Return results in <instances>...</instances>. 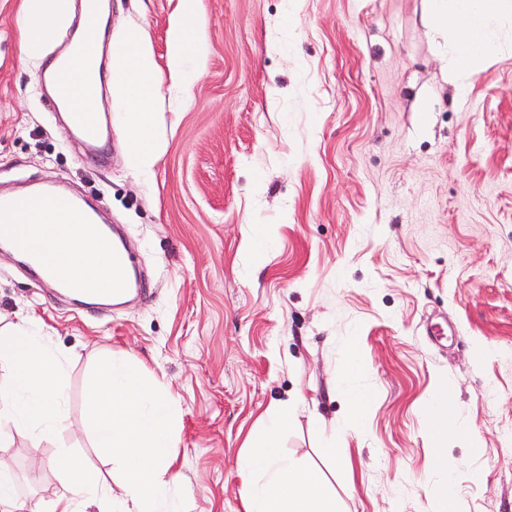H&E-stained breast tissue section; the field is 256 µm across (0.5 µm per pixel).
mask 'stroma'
<instances>
[{
    "mask_svg": "<svg viewBox=\"0 0 512 512\" xmlns=\"http://www.w3.org/2000/svg\"><path fill=\"white\" fill-rule=\"evenodd\" d=\"M159 67L178 0H105ZM22 0H0V193L54 185L104 203L143 299L81 305L0 251V328L31 316L67 353L70 428L0 442V469L51 512L57 451L109 466L83 431L105 353L146 364L180 404L183 512H243L236 461L262 414L294 407L282 451L319 471L340 512H434L452 477L460 512H512V21L465 94L425 0H202L207 54L183 111L160 112L151 174L128 163L123 113L98 153L36 82L55 48L20 50ZM270 233L249 256L251 225ZM366 389L349 417L336 377ZM477 431L432 455L440 380ZM341 440L336 462L319 450Z\"/></svg>",
    "mask_w": 512,
    "mask_h": 512,
    "instance_id": "35a3bbf8",
    "label": "stroma"
}]
</instances>
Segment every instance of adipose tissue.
Returning <instances> with one entry per match:
<instances>
[{
	"mask_svg": "<svg viewBox=\"0 0 512 512\" xmlns=\"http://www.w3.org/2000/svg\"><path fill=\"white\" fill-rule=\"evenodd\" d=\"M70 6L71 0H23L19 23L25 53L41 54L55 42ZM427 16L432 26L453 33L448 79L460 88L474 78L475 60L497 53L490 23L512 16V0H427ZM203 34L200 0H180L167 33L166 79L144 28L125 26L112 40V100L127 114L124 138L139 173L151 172L161 153L155 115L162 90L180 105L191 97L204 56ZM37 229L51 237L64 271L89 287H111L112 271L95 244L73 246L72 227L53 223L47 215ZM65 370L64 355L29 318L0 333V440L21 429L53 434L67 428ZM85 408L94 443L111 457L116 478L111 483L96 479L70 449H60L71 490L57 496L53 512H181L172 493L178 481L173 451L180 423L177 401L148 378L141 364L110 354L98 363ZM428 410L431 447L443 462L448 436L470 441L474 434L459 416L448 384L432 394ZM290 413L286 405L269 409L248 436V450L238 460L246 489L244 512H338L319 475L279 451Z\"/></svg>",
	"mask_w": 512,
	"mask_h": 512,
	"instance_id": "1",
	"label": "adipose tissue"
}]
</instances>
